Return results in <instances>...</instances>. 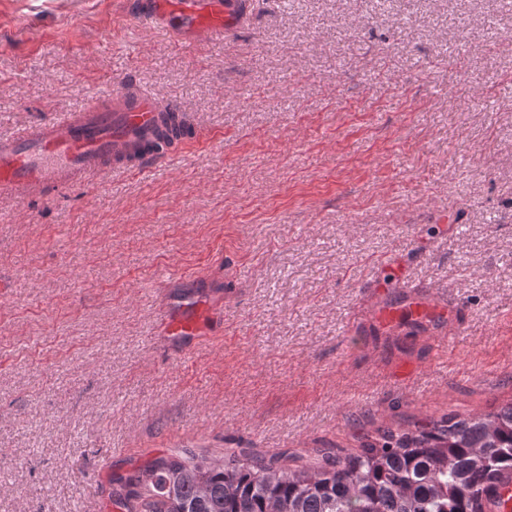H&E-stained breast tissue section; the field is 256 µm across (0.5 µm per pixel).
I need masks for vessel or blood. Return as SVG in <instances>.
Instances as JSON below:
<instances>
[{"label": "vessel or blood", "instance_id": "obj_1", "mask_svg": "<svg viewBox=\"0 0 512 512\" xmlns=\"http://www.w3.org/2000/svg\"><path fill=\"white\" fill-rule=\"evenodd\" d=\"M249 7V0H147L137 13L162 26L223 38ZM169 112L150 93L124 89L95 107L0 136V201L22 204L61 194L105 171L134 175L167 166L170 154L147 150L146 144ZM202 308L201 300L192 299L164 314L161 335L188 346L214 331L221 316L213 312L199 320Z\"/></svg>", "mask_w": 512, "mask_h": 512}]
</instances>
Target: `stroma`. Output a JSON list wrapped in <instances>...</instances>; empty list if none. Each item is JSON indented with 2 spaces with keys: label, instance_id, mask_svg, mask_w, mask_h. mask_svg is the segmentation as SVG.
<instances>
[{
  "label": "stroma",
  "instance_id": "obj_1",
  "mask_svg": "<svg viewBox=\"0 0 512 512\" xmlns=\"http://www.w3.org/2000/svg\"><path fill=\"white\" fill-rule=\"evenodd\" d=\"M0 0V135L133 78L222 141L0 203V512H119L160 455L315 466L512 401V0ZM208 292L192 351L163 307ZM415 297L424 328L378 320ZM148 0L137 14L155 20L159 25L200 32L209 37L224 38L231 34L250 7L246 0Z\"/></svg>",
  "mask_w": 512,
  "mask_h": 512
}]
</instances>
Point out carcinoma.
<instances>
[{
  "label": "carcinoma",
  "mask_w": 512,
  "mask_h": 512,
  "mask_svg": "<svg viewBox=\"0 0 512 512\" xmlns=\"http://www.w3.org/2000/svg\"><path fill=\"white\" fill-rule=\"evenodd\" d=\"M512 402L415 429L382 430L356 454L325 456L314 469L277 459L211 462L159 456L120 478L126 512H490L512 502Z\"/></svg>",
  "instance_id": "cac0c4a2"
}]
</instances>
